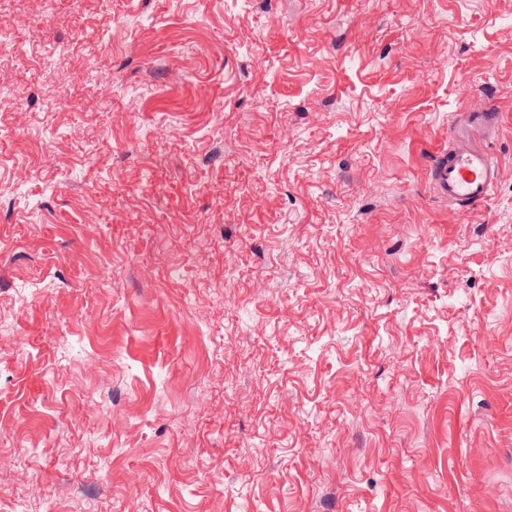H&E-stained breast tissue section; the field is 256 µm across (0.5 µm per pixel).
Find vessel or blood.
Wrapping results in <instances>:
<instances>
[{
	"label": "vessel or blood",
	"mask_w": 512,
	"mask_h": 512,
	"mask_svg": "<svg viewBox=\"0 0 512 512\" xmlns=\"http://www.w3.org/2000/svg\"><path fill=\"white\" fill-rule=\"evenodd\" d=\"M497 112L478 106L466 113L464 122L452 124L448 131V150L431 168L437 191L450 206L465 211L486 203L500 177L499 161L488 147L499 131Z\"/></svg>",
	"instance_id": "vessel-or-blood-1"
}]
</instances>
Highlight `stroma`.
I'll list each match as a JSON object with an SVG mask.
<instances>
[{
	"label": "stroma",
	"instance_id": "stroma-1",
	"mask_svg": "<svg viewBox=\"0 0 512 512\" xmlns=\"http://www.w3.org/2000/svg\"><path fill=\"white\" fill-rule=\"evenodd\" d=\"M0 512H512V0H0ZM500 118L487 106L466 112L465 123H454L448 131V152L431 168L437 191L448 205L466 211L486 203L501 177L499 161L486 144L499 131ZM476 133L480 134L475 137Z\"/></svg>",
	"mask_w": 512,
	"mask_h": 512
}]
</instances>
